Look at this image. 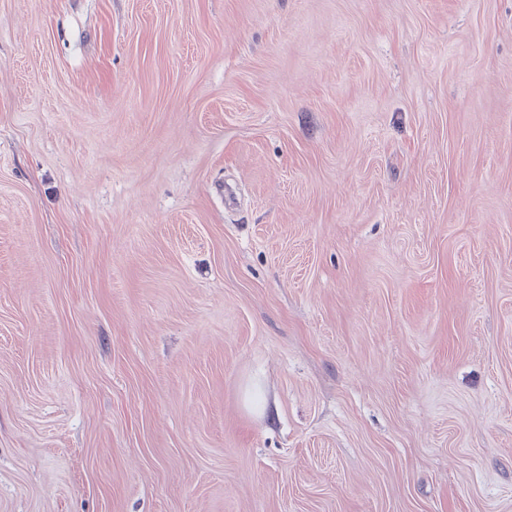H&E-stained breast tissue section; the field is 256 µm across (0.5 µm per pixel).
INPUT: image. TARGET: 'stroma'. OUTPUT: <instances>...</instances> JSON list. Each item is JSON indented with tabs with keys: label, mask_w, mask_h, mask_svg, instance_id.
Masks as SVG:
<instances>
[{
	"label": "stroma",
	"mask_w": 512,
	"mask_h": 512,
	"mask_svg": "<svg viewBox=\"0 0 512 512\" xmlns=\"http://www.w3.org/2000/svg\"><path fill=\"white\" fill-rule=\"evenodd\" d=\"M0 512H512V0H0Z\"/></svg>",
	"instance_id": "1"
}]
</instances>
